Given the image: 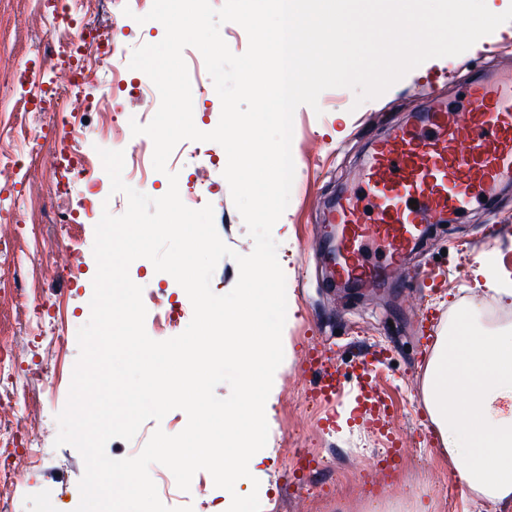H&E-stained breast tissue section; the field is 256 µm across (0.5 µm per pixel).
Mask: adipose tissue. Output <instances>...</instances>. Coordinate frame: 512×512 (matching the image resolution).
<instances>
[{
  "label": "adipose tissue",
  "instance_id": "adipose-tissue-1",
  "mask_svg": "<svg viewBox=\"0 0 512 512\" xmlns=\"http://www.w3.org/2000/svg\"><path fill=\"white\" fill-rule=\"evenodd\" d=\"M425 402L460 482L512 512V326L438 343Z\"/></svg>",
  "mask_w": 512,
  "mask_h": 512
}]
</instances>
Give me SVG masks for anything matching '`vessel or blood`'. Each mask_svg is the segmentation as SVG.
Returning <instances> with one entry per match:
<instances>
[{
  "label": "vessel or blood",
  "instance_id": "obj_1",
  "mask_svg": "<svg viewBox=\"0 0 512 512\" xmlns=\"http://www.w3.org/2000/svg\"><path fill=\"white\" fill-rule=\"evenodd\" d=\"M466 97L467 106L454 109L434 99L412 125L374 145L356 194L329 216L338 246L331 280L380 286L404 268L429 225L468 212L512 180V73L473 81ZM370 241L383 245L381 255H369ZM350 379L340 368L319 370L314 388L338 397Z\"/></svg>",
  "mask_w": 512,
  "mask_h": 512
}]
</instances>
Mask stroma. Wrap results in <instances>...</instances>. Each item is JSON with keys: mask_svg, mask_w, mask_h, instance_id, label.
<instances>
[{"mask_svg": "<svg viewBox=\"0 0 512 512\" xmlns=\"http://www.w3.org/2000/svg\"><path fill=\"white\" fill-rule=\"evenodd\" d=\"M119 17L117 58L130 60L135 48L160 42L165 29L151 20L125 16L123 0H107ZM63 46L52 17L37 0H0V168L18 173L0 176V225H14L16 263L26 276V292L16 305L3 301L0 285V394L26 392L36 397L25 418L0 413V468L15 455L33 457L30 468L11 489L13 512H74L80 502L84 461L76 448L55 446L57 414L64 408L79 356L77 332L91 317L90 300L97 271L93 255L96 217L84 210V174L59 168L40 153L46 137L63 133L75 122L71 112H43L31 107L20 71L43 66L44 81L56 84L50 60ZM497 69H512V22L499 26L466 52L431 58L409 71L381 96L357 102L348 88L325 90L317 107L299 106L293 117L291 152L295 165L290 202L272 235L286 278L287 314L282 333L284 360L274 375L266 415V449L249 462L251 477L243 492H257L261 512H321L308 493L323 487L348 508L399 496L416 501L420 512L431 503L410 486L408 470L420 468L447 484L456 512H494L486 500L471 495L442 457L441 442L424 403L428 360L450 324L470 323L473 305L486 291L471 271L489 258L512 271V191L500 186L467 216L452 224L432 225L408 258L410 270L380 292L359 297L336 289L328 278L323 242L325 218L375 141L409 124L432 96L462 105L466 82ZM113 64L100 65L82 94L111 96L126 111L139 110L138 88L148 76L127 71L121 84L112 80ZM144 180H131L137 191L157 198L169 189L170 174L179 188L192 187L214 209L220 238L236 252H252L254 243L234 206L223 176V147L215 142L184 140L171 153L165 171L145 152ZM79 264L77 279L53 274L52 264ZM131 280L144 296L159 295L192 319L184 289L168 273L156 271L145 258L129 266ZM383 346L376 380L389 405L379 425H372L354 394L327 403L310 391L311 358L350 368ZM24 420L27 436L15 433ZM183 410L161 421L145 422L132 441L110 440L108 456L138 455L155 429L174 435L187 425ZM402 436L404 452L397 466L384 467L385 450ZM316 464L297 466L299 451Z\"/></svg>", "mask_w": 512, "mask_h": 512, "instance_id": "35a3bbf8", "label": "stroma"}]
</instances>
